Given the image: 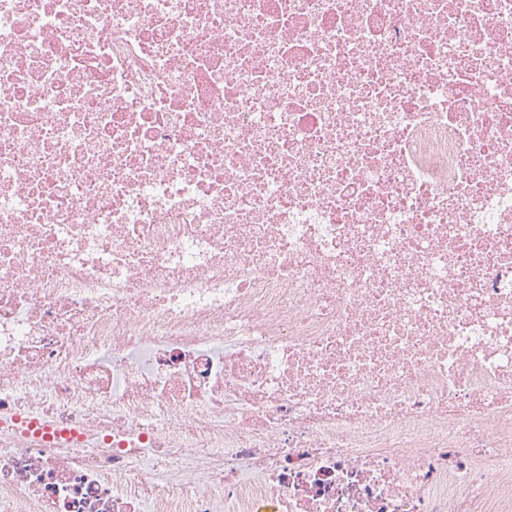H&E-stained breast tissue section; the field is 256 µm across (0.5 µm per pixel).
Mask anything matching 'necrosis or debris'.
<instances>
[{
	"label": "necrosis or debris",
	"mask_w": 512,
	"mask_h": 512,
	"mask_svg": "<svg viewBox=\"0 0 512 512\" xmlns=\"http://www.w3.org/2000/svg\"><path fill=\"white\" fill-rule=\"evenodd\" d=\"M0 512H512V0H0Z\"/></svg>",
	"instance_id": "4bbe7bcc"
}]
</instances>
